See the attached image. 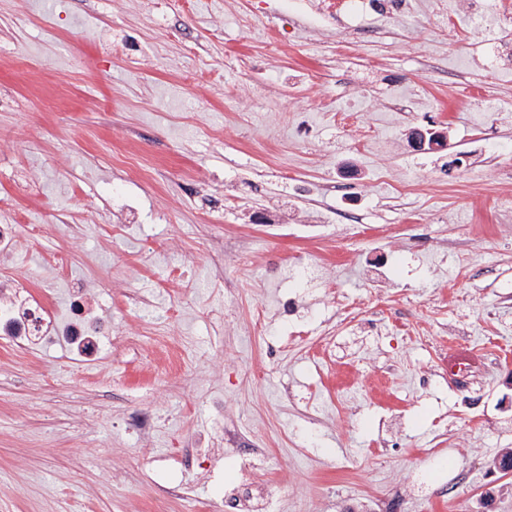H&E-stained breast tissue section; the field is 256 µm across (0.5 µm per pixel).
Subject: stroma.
<instances>
[{
	"mask_svg": "<svg viewBox=\"0 0 512 512\" xmlns=\"http://www.w3.org/2000/svg\"><path fill=\"white\" fill-rule=\"evenodd\" d=\"M411 2L0 0V280L97 331L0 336V512H512V29ZM319 14L343 19L354 30L368 31L373 22L397 19L410 10L408 0H318ZM443 354L441 363L443 368L448 369L449 380L461 382L469 378L474 372L476 362L469 359L447 358V352ZM261 488H244L241 493L225 499L224 510L227 512H259L257 504L262 497Z\"/></svg>",
	"mask_w": 512,
	"mask_h": 512,
	"instance_id": "1",
	"label": "stroma"
}]
</instances>
